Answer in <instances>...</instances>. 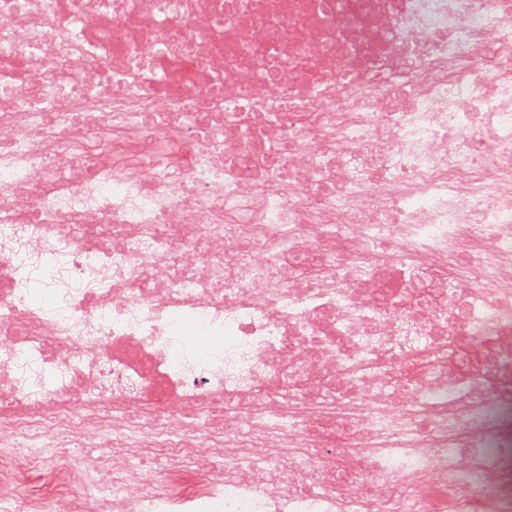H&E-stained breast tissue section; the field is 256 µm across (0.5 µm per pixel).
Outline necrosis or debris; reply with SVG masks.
Listing matches in <instances>:
<instances>
[{
    "label": "necrosis or debris",
    "instance_id": "4bbe7bcc",
    "mask_svg": "<svg viewBox=\"0 0 512 512\" xmlns=\"http://www.w3.org/2000/svg\"><path fill=\"white\" fill-rule=\"evenodd\" d=\"M0 483L512 512V0H0Z\"/></svg>",
    "mask_w": 512,
    "mask_h": 512
}]
</instances>
